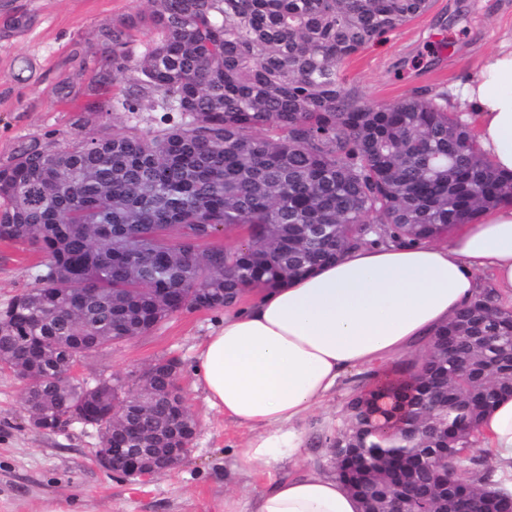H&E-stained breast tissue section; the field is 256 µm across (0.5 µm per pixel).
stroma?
<instances>
[{
    "mask_svg": "<svg viewBox=\"0 0 512 512\" xmlns=\"http://www.w3.org/2000/svg\"><path fill=\"white\" fill-rule=\"evenodd\" d=\"M147 7V0H0V160L46 134L61 140L77 134V105L60 103L54 94L75 43L95 42L113 19ZM19 14L29 26L5 32ZM511 31L512 0H433L427 14L354 55L344 76L372 105L424 90L452 94L460 77ZM38 261L28 247L0 242V307L31 285ZM223 322L220 310L176 313L79 367V378L91 382L110 374L128 377L160 359L177 362L186 405L198 422L193 451L178 468L147 482L97 465L95 427L76 423L51 434L33 428L20 382L0 370V512H42L48 505L65 512H223L226 493L245 503L272 478L332 473L323 439L345 424L347 404L369 386V372L354 369L340 379L305 422L306 446L296 456L272 469L240 471L235 452L252 432L212 409L195 375L202 344Z\"/></svg>",
    "mask_w": 512,
    "mask_h": 512,
    "instance_id": "obj_1",
    "label": "stroma"
}]
</instances>
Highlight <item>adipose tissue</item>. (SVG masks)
Returning <instances> with one entry per match:
<instances>
[{"label": "adipose tissue", "mask_w": 512, "mask_h": 512, "mask_svg": "<svg viewBox=\"0 0 512 512\" xmlns=\"http://www.w3.org/2000/svg\"><path fill=\"white\" fill-rule=\"evenodd\" d=\"M455 107L481 152L512 176V33L459 83ZM512 303V199L461 224L443 241L362 245L339 261L224 312L199 355L196 375L211 407L247 425L240 470L274 466L304 446L301 423L350 369L373 371L448 324L476 297ZM492 483L512 492V397L484 417ZM246 512H361L333 476L271 480Z\"/></svg>", "instance_id": "obj_1"}]
</instances>
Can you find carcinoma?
<instances>
[{
	"instance_id": "carcinoma-1",
	"label": "carcinoma",
	"mask_w": 512,
	"mask_h": 512,
	"mask_svg": "<svg viewBox=\"0 0 512 512\" xmlns=\"http://www.w3.org/2000/svg\"><path fill=\"white\" fill-rule=\"evenodd\" d=\"M112 20L55 87L82 101L75 125L119 110L160 113L157 128L32 140L0 162V241L44 255L33 287L0 312V357L18 379L35 429L96 427L104 448H135L157 431L160 399L136 429L112 430L106 410L146 387L110 375L90 384L72 367L147 333L188 303L224 309L336 261L360 243L438 239L505 198L501 177L445 95L370 105L346 84L362 49L426 14L433 0H148ZM145 30L157 39L132 57ZM133 76L121 84L126 72ZM245 226L241 247L199 251L207 229ZM178 241H170V231ZM479 321L490 341L469 339ZM455 351L413 360L397 385L411 448L387 452L372 391L348 403L368 427L352 458L333 459L358 493L388 489L404 462L442 447L425 430L446 422L448 447L473 448L482 416L512 395V371L489 368L512 350V305L477 299L452 322ZM47 342L32 356V345ZM458 483L512 512L486 489L484 463L460 461Z\"/></svg>"
}]
</instances>
